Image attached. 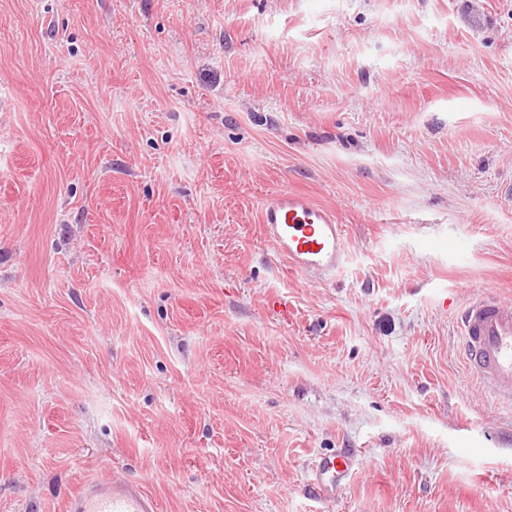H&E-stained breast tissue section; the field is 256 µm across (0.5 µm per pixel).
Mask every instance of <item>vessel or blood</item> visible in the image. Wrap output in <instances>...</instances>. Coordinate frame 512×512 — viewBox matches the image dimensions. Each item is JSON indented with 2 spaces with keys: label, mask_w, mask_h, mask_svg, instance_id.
Returning <instances> with one entry per match:
<instances>
[{
  "label": "vessel or blood",
  "mask_w": 512,
  "mask_h": 512,
  "mask_svg": "<svg viewBox=\"0 0 512 512\" xmlns=\"http://www.w3.org/2000/svg\"><path fill=\"white\" fill-rule=\"evenodd\" d=\"M260 222L268 245L290 270L321 280L336 275L349 257L335 209L291 189L274 193L262 205ZM458 326L464 363L487 396L512 409V305L487 293L470 296L460 307ZM352 449L316 457L309 486L330 499L357 471ZM65 512H158L143 482L119 477L84 483L65 501Z\"/></svg>",
  "instance_id": "vessel-or-blood-1"
}]
</instances>
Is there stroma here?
Segmentation results:
<instances>
[{
    "mask_svg": "<svg viewBox=\"0 0 512 512\" xmlns=\"http://www.w3.org/2000/svg\"><path fill=\"white\" fill-rule=\"evenodd\" d=\"M512 0H0V512H512L457 310L512 304ZM337 210L328 281L259 221ZM288 302L287 315L270 305ZM363 468L320 500L313 459ZM260 224L268 245L298 274L326 280L348 262L335 209L303 192L286 188L274 193L261 207ZM66 512H157L142 481L112 476L84 483L65 501Z\"/></svg>",
    "mask_w": 512,
    "mask_h": 512,
    "instance_id": "35a3bbf8",
    "label": "stroma"
}]
</instances>
